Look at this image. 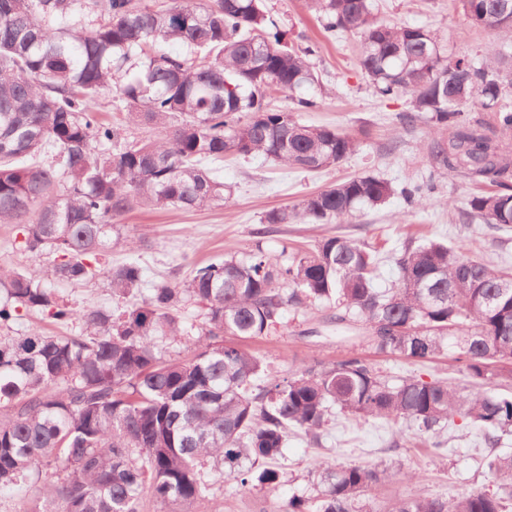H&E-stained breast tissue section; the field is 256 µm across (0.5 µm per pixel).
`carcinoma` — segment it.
I'll list each match as a JSON object with an SVG mask.
<instances>
[{"mask_svg": "<svg viewBox=\"0 0 512 512\" xmlns=\"http://www.w3.org/2000/svg\"><path fill=\"white\" fill-rule=\"evenodd\" d=\"M324 33L360 37L357 64L383 97L448 127L433 163L499 187L468 202V215L512 228V110L500 105L512 78L502 62L451 61L427 28L378 20L373 0H305ZM474 25L512 38V0H456ZM178 43L180 54L160 50ZM270 18L264 0H0V224L22 225L24 251L54 256L58 282L104 278L115 296L139 287L132 260L112 267L120 218L137 206L196 210L230 190L209 164L260 154L302 171L340 163L357 142L270 107L279 93L299 109L320 87L309 56ZM262 55L259 67L247 60ZM115 89L131 122L153 138L128 140L126 126L97 118ZM477 102L495 128L463 117ZM56 151L51 164L43 161ZM393 194L372 176L349 179L273 209L267 224H332ZM379 250L330 236L309 251L267 254L257 244L196 268L184 286L161 282L130 308L75 314L52 284L0 271V323L38 311L56 323L79 316L78 336L36 330L0 338V485L41 483L27 512H195L213 495L205 466H223L243 487L275 488L274 463L292 429L317 438L335 412L351 422L404 420L437 456L444 424L458 417L494 445L512 434V268L493 269L440 242L404 243L399 276L374 286ZM207 311L204 328L180 320V305ZM329 322L362 330L385 355L424 363L453 353L470 388L408 377L398 382L353 353L279 380L266 359L226 336H268L324 307ZM187 342L171 357L155 341ZM494 489L453 499H398L383 512H512V453L490 451ZM392 476L389 468L318 463L313 495H292L282 512H358Z\"/></svg>", "mask_w": 512, "mask_h": 512, "instance_id": "carcinoma-1", "label": "carcinoma"}]
</instances>
